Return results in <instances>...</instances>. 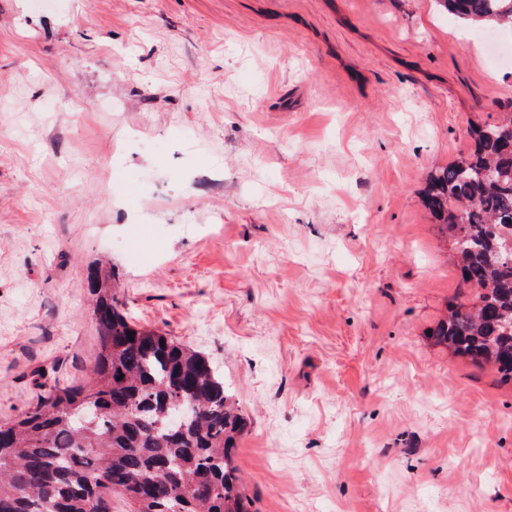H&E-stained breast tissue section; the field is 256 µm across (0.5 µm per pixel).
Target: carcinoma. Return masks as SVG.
I'll return each mask as SVG.
<instances>
[{"instance_id":"obj_1","label":"carcinoma","mask_w":512,"mask_h":512,"mask_svg":"<svg viewBox=\"0 0 512 512\" xmlns=\"http://www.w3.org/2000/svg\"><path fill=\"white\" fill-rule=\"evenodd\" d=\"M437 3L465 23L512 29V0ZM473 139L430 174L424 195L473 291L432 336L512 380V112ZM92 288L100 350L87 380L0 419V512H114L117 501L123 512H250L233 459L247 420L224 376L200 352L135 326L112 272Z\"/></svg>"}]
</instances>
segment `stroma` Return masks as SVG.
Wrapping results in <instances>:
<instances>
[{
	"label": "stroma",
	"mask_w": 512,
	"mask_h": 512,
	"mask_svg": "<svg viewBox=\"0 0 512 512\" xmlns=\"http://www.w3.org/2000/svg\"><path fill=\"white\" fill-rule=\"evenodd\" d=\"M435 0H0V419L83 382L111 266L250 431L254 512H512V381L430 331L465 288L428 174L512 109Z\"/></svg>",
	"instance_id": "35a3bbf8"
}]
</instances>
